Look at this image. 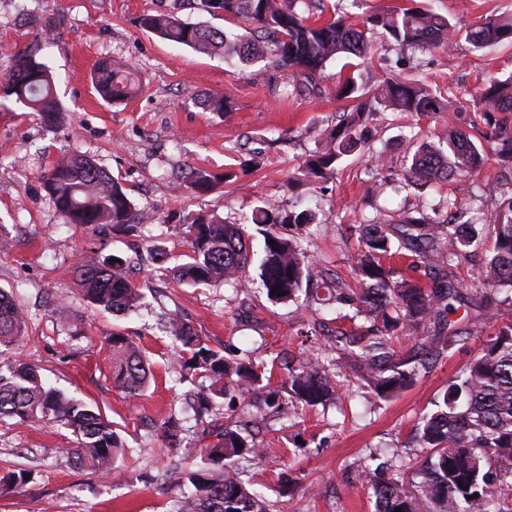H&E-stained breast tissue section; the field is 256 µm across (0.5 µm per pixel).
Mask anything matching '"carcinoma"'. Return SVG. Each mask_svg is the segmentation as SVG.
<instances>
[{
    "instance_id": "obj_1",
    "label": "carcinoma",
    "mask_w": 512,
    "mask_h": 512,
    "mask_svg": "<svg viewBox=\"0 0 512 512\" xmlns=\"http://www.w3.org/2000/svg\"><path fill=\"white\" fill-rule=\"evenodd\" d=\"M323 0L308 5L304 16L294 0H201L207 10H221L234 20L252 26L248 38L231 30L185 22L174 13H147L138 18L145 31L199 53L222 56L224 61L244 66L257 58L268 60L266 68L253 73L256 80L278 87L277 73L288 72L290 85L300 93L321 92L326 64L339 57L349 75L339 79L337 97L353 102L327 136L321 149L298 167L306 182L333 175L337 164L365 143L363 130L379 112H405L435 117L449 110L463 93L454 84L440 88L428 83L411 67V72L363 78L359 64L371 57L372 35L378 33L402 50L429 52L452 50L460 39L474 49L512 44V17L490 18L459 28L448 18L421 7H400L374 12L359 24L345 15L328 19ZM40 39L0 62L3 94L37 112L53 125L62 109L53 87L52 75L39 58ZM95 88L106 101L130 97L139 87L133 71L98 61ZM205 108L229 112L233 99L227 95L207 96ZM474 111L487 121L497 112L512 113V76L489 77ZM498 157L512 164V135L496 138ZM409 185L423 189L454 177H466L485 164L482 142L461 130L448 137L423 141L408 147ZM227 175L193 168L182 181L195 193L205 195ZM44 188L55 209L68 224H86L98 232H133L134 204L122 184L93 160L66 153L49 169ZM448 219L434 222L424 212L403 217V223L367 220L349 226L358 235L359 249L353 258V275L358 287L343 282L336 273L314 264L302 242L308 226L318 223L311 209L280 211L270 205L256 207L247 223L264 237V256L259 279L268 298L278 303H299L300 294L313 283L325 290L321 304L336 307V319L353 326L336 331V350L352 363L356 377L383 401L413 386L419 368H427L457 343L462 332L452 328L449 315L457 305L481 308L496 300V290L512 288V191L502 194L486 240L474 226L463 221L465 212L457 199L439 202ZM188 239L186 262L173 268V277L185 284L249 282L250 251L244 229L214 214L197 216L183 227ZM274 244H269V241ZM485 250L481 278L485 290L469 294L455 282L454 268L471 256L470 248ZM405 249L411 267L423 272L427 286L395 277L386 259ZM77 285L94 307L120 315L139 307L141 294L127 274V261L89 256L75 268ZM279 288L281 295L271 294ZM28 328L27 316L14 298L0 291V355L12 350ZM172 339L180 352L189 355V367L204 372L210 381L198 413L212 408L215 399L245 396L261 389L266 365L248 356L229 358L221 348H212L187 322L169 321ZM413 337L419 366L400 357L393 337ZM111 350L112 383L130 400L142 396L150 377L145 353L129 338L114 333L107 338ZM336 375L311 355L293 357L288 365L284 391H269L264 403L274 413L299 406H316L341 398ZM436 410L422 416L414 426V440L425 456L410 473L384 475V466L366 470L376 498L377 512H512V324L501 328L471 358L434 402ZM0 418L17 424L57 423L72 430L76 445L63 449L73 465L102 476L117 470L125 445L100 410L63 391L48 387L38 369L24 363L0 362ZM216 441L202 447L199 462L188 469L171 465L157 475L163 484L188 485L190 492L180 501L178 512H274V504L239 477L236 463L245 456L260 458L261 448L250 435L224 426ZM28 470L0 477V494L14 492L27 483Z\"/></svg>"
}]
</instances>
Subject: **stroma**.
I'll return each mask as SVG.
<instances>
[{
  "label": "stroma",
  "instance_id": "1",
  "mask_svg": "<svg viewBox=\"0 0 512 512\" xmlns=\"http://www.w3.org/2000/svg\"><path fill=\"white\" fill-rule=\"evenodd\" d=\"M424 2L463 24L512 14V0ZM162 11L209 27L230 26L223 13L204 11L200 0H0V60L25 48L50 18L63 19L40 52L54 75L62 122L46 125L14 98L0 96V289L14 294L28 320V335L10 356L38 366L48 385L100 408L127 448L121 468L105 477L74 468L65 453L75 441L71 430L0 419V476L34 472L32 482L0 496V512H177L180 490L155 483V474L170 464L191 465L202 431L222 430L228 416L251 430L263 450L261 460L244 464L241 479L274 501L277 512H376L364 468L376 456L398 467L419 454L414 424L433 412L435 399L483 343L512 323V304L483 314L459 308L453 319L467 339L391 400L356 387L340 408L317 406L288 418L265 415L242 401L227 402L196 421L190 405L206 380L180 366L165 329L169 317L188 321L211 347L237 348L269 363L275 388L287 382L293 355L325 350L324 333L305 336V320L321 319L327 331L336 324L326 308L270 301L256 276L243 290L176 284L169 270L188 252L181 227L202 211L244 225L256 264L263 239L247 219L259 202L286 210L317 205L325 220L310 227L307 252L350 278L357 241L349 225L364 217L395 220L405 204L432 206L447 194L431 186L396 191L409 138L433 140L452 128L469 130L484 78L512 74V46L475 51L462 42L449 53L414 56L377 40L374 56L388 71L416 61L430 81L456 83L465 96L433 119L378 114L364 153L346 157L332 178L307 184L295 181V172L321 148L346 106L336 97L342 60L328 64L320 94L277 95L253 80L249 69L228 67L223 59L139 29V15ZM105 58L136 70V96L121 103L99 96L94 68ZM225 92L233 97L232 111L209 112L199 103ZM67 152L92 158L122 182L138 210L151 214L138 236L100 234L63 222L43 177ZM256 152L262 155L257 167L241 170V161ZM377 158L389 180L382 187L369 172ZM190 167L229 171L233 177L198 197L179 185L182 170ZM502 175L491 152L481 171L464 178L469 223L488 222L501 197ZM158 247L165 261L154 260ZM91 250L129 260L130 279L143 294L136 312L115 316L83 301L74 266ZM60 301L68 304L70 318L56 313ZM115 332L139 344L152 367L153 378L139 399H126L112 386L106 338ZM172 415L187 421L175 451L167 449L160 431Z\"/></svg>",
  "mask_w": 512,
  "mask_h": 512
}]
</instances>
